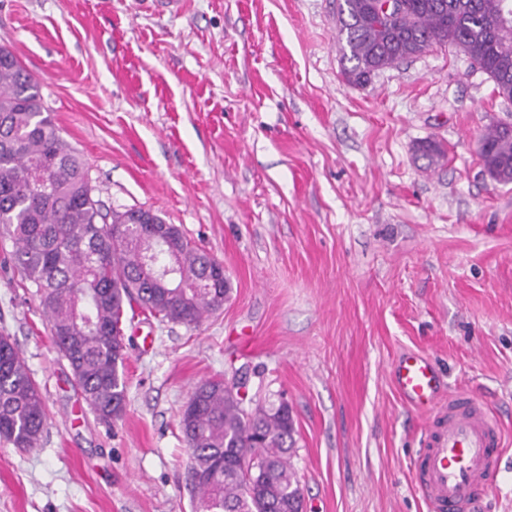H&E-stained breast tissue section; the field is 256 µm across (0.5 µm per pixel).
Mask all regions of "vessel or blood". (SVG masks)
<instances>
[{
  "mask_svg": "<svg viewBox=\"0 0 512 512\" xmlns=\"http://www.w3.org/2000/svg\"><path fill=\"white\" fill-rule=\"evenodd\" d=\"M390 374L401 400L427 414L412 470L428 512H478L506 446L501 422L474 396L442 394L434 364L419 352L399 354Z\"/></svg>",
  "mask_w": 512,
  "mask_h": 512,
  "instance_id": "vessel-or-blood-1",
  "label": "vessel or blood"
}]
</instances>
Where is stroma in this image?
Returning <instances> with one entry per match:
<instances>
[{
  "label": "stroma",
  "instance_id": "1",
  "mask_svg": "<svg viewBox=\"0 0 512 512\" xmlns=\"http://www.w3.org/2000/svg\"><path fill=\"white\" fill-rule=\"evenodd\" d=\"M342 0H0V45L38 79L105 208L143 207L222 261L230 297L188 327L125 324L126 408L76 391L0 228V335L38 384L36 447L0 439V512H192L193 388L288 401L306 512H427L423 414L389 366L427 354L512 436V183L478 143L512 101L454 47L350 85ZM439 142L427 168L416 145Z\"/></svg>",
  "mask_w": 512,
  "mask_h": 512
}]
</instances>
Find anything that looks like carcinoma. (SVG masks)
<instances>
[{
    "label": "carcinoma",
    "instance_id": "cac0c4a2",
    "mask_svg": "<svg viewBox=\"0 0 512 512\" xmlns=\"http://www.w3.org/2000/svg\"><path fill=\"white\" fill-rule=\"evenodd\" d=\"M391 21L379 0H344L339 36L343 74L353 86L451 45L512 100V0H401ZM485 169L512 180V123H492L480 140ZM418 157L436 167L446 152L431 141ZM0 226L14 244L11 262L36 288L55 345L75 383L103 420L126 404L122 326L139 307L197 327L230 292L224 264L192 245L149 209L106 211L89 169L61 137L38 81L0 46ZM47 410L28 366L0 335V438L16 448L40 441ZM191 450L193 512H301L304 495L290 464L291 407L245 406L222 380L198 384L179 421Z\"/></svg>",
    "mask_w": 512,
    "mask_h": 512
}]
</instances>
